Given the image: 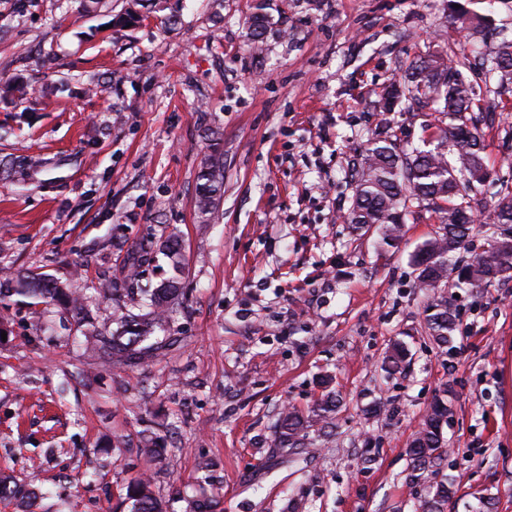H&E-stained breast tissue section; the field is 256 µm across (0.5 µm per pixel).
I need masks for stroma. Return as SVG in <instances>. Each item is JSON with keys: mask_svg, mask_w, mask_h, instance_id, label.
Masks as SVG:
<instances>
[{"mask_svg": "<svg viewBox=\"0 0 512 512\" xmlns=\"http://www.w3.org/2000/svg\"><path fill=\"white\" fill-rule=\"evenodd\" d=\"M463 2L465 23L448 0H148L128 26L130 0H0V272L76 282L108 324L91 292L130 244L177 238L190 269L172 346L132 370L102 365L59 307L0 306V475L41 490L35 512H112L137 475L164 512L201 494L221 512H417L408 444L443 390L448 456L431 479L453 481L448 512L483 496L512 512V278L428 294L410 257L437 214L416 209L395 249L346 221L377 92L435 51L492 53L473 18L512 38V0ZM495 102L486 201L512 192V82ZM216 147L224 194L204 223L197 175ZM434 296L458 314L449 347L426 326ZM397 342L408 359L391 374ZM324 376L341 396L332 434L286 463L273 425L309 412Z\"/></svg>", "mask_w": 512, "mask_h": 512, "instance_id": "1", "label": "stroma"}]
</instances>
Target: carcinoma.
<instances>
[{
    "mask_svg": "<svg viewBox=\"0 0 512 512\" xmlns=\"http://www.w3.org/2000/svg\"><path fill=\"white\" fill-rule=\"evenodd\" d=\"M269 21L256 15L251 22L250 41L254 53L263 52ZM495 72L490 79L502 82L512 78V40L502 38L488 59ZM472 66L467 56L456 60L440 51L420 58L407 68L403 78L383 89L379 108L412 112H435L443 119L426 125L435 142L431 149L420 146L401 148L397 135L389 132L368 140L361 162L353 165L354 191L347 222L358 230L382 226L383 245L398 247L402 226L412 208L433 206L441 225L435 236L426 240L412 255L420 288H440L448 279L449 257L470 249L474 231V212L470 194L484 186V138L482 127L495 122L485 97L463 74L461 67ZM224 186V153L213 150L204 159L197 176L198 210L207 220ZM493 223L500 228L496 245L471 263L461 267L458 281L479 292L493 282L512 275V196L493 202ZM166 258L170 276L148 291L140 286L141 277L156 262L157 254ZM188 271V260L181 243L174 237L158 245L146 237L131 244L123 260L122 277L99 284L96 294L103 300L123 303L139 299L138 312L126 310L117 318L120 330L109 332L86 313L85 295L59 284L41 273L29 271L11 278L12 287H0V297L19 295L33 303L60 306L77 325L84 341L92 344L99 358L109 364L134 368L161 356L166 342L158 333L167 332L169 306L178 299ZM427 328L439 346L452 342L455 315L447 301L435 300L427 307ZM340 407L339 395L321 396L313 410V422L328 423ZM294 408L281 412L275 425L278 448L290 450L303 446L304 430L311 422ZM448 421V401L438 398L427 411L422 426L409 444V482L419 484L428 478L430 468L447 456L443 426ZM453 483L442 480L420 501L421 512H444L453 497ZM119 496L132 503V512H163L151 482L141 476L126 480ZM37 494L27 485L0 477V503H12L21 512H29Z\"/></svg>",
    "mask_w": 512,
    "mask_h": 512,
    "instance_id": "obj_1",
    "label": "carcinoma"
}]
</instances>
